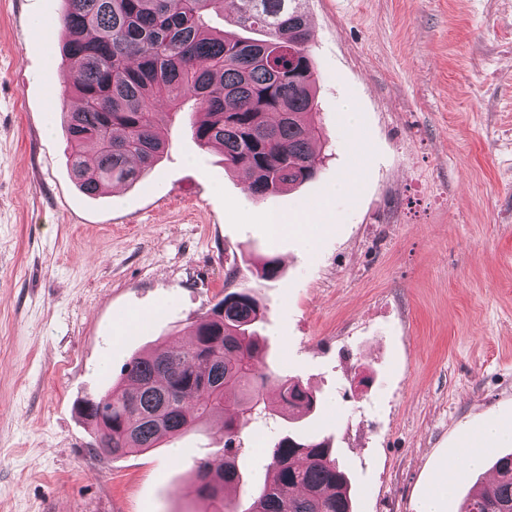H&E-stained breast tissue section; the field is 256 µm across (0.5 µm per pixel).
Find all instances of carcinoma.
Wrapping results in <instances>:
<instances>
[{"label": "carcinoma", "mask_w": 512, "mask_h": 512, "mask_svg": "<svg viewBox=\"0 0 512 512\" xmlns=\"http://www.w3.org/2000/svg\"><path fill=\"white\" fill-rule=\"evenodd\" d=\"M302 0H64L62 47L71 75L63 96L81 106L63 113L66 147L79 189L97 196L134 183L167 151L160 122L189 126L201 148L248 175L253 197L275 195L316 178L323 140L316 121L317 73ZM229 14L260 38L214 34L207 21ZM264 306L255 289L218 300L190 325L183 345L161 343L133 355L94 408V448L112 457L144 453L198 421L224 419V464L200 459L189 488L200 512H354L345 468L329 444L293 432L270 448L264 486L242 509L228 494L239 480L235 458L250 421L268 416L266 387L277 383L288 418L319 406L299 382L267 363L257 332ZM498 479L465 497L458 512H512V453L493 464Z\"/></svg>", "instance_id": "obj_1"}]
</instances>
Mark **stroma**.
I'll return each mask as SVG.
<instances>
[{
  "mask_svg": "<svg viewBox=\"0 0 512 512\" xmlns=\"http://www.w3.org/2000/svg\"><path fill=\"white\" fill-rule=\"evenodd\" d=\"M63 7L0 0V512H197L221 419L112 459L79 406L245 287L355 512H416L462 428L512 418V0H304L325 159L263 199L179 124L138 183L80 192ZM314 208L306 240L271 231ZM267 464L245 430L231 497Z\"/></svg>",
  "mask_w": 512,
  "mask_h": 512,
  "instance_id": "obj_1",
  "label": "stroma"
}]
</instances>
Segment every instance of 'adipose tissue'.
<instances>
[{"label": "adipose tissue", "mask_w": 512, "mask_h": 512, "mask_svg": "<svg viewBox=\"0 0 512 512\" xmlns=\"http://www.w3.org/2000/svg\"><path fill=\"white\" fill-rule=\"evenodd\" d=\"M511 446V420L491 421L475 429L472 439L461 444L457 463L441 468L434 474L430 491L421 502L418 512H443L442 505L451 494L456 481L470 470L478 468L489 449Z\"/></svg>", "instance_id": "obj_1"}]
</instances>
